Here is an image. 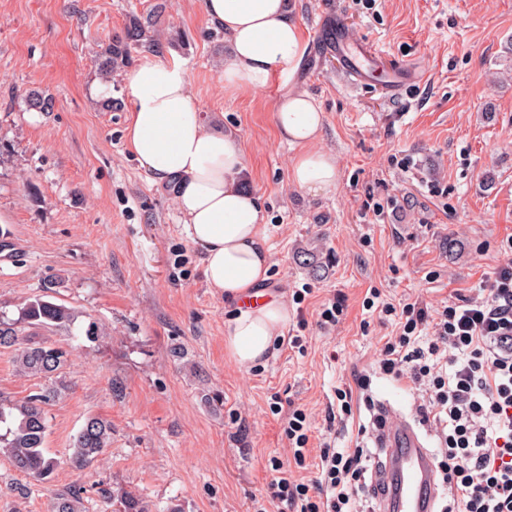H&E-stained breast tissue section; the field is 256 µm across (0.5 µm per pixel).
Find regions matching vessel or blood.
<instances>
[{
	"label": "vessel or blood",
	"instance_id": "1",
	"mask_svg": "<svg viewBox=\"0 0 512 512\" xmlns=\"http://www.w3.org/2000/svg\"><path fill=\"white\" fill-rule=\"evenodd\" d=\"M320 36L325 54L336 57L340 69L352 82L364 80L372 67L384 62V55L373 44L357 39L334 12L321 17ZM385 90L398 96L415 79L410 65L403 61L389 64ZM384 459L376 480L385 485L381 512H433L437 494L434 456L425 447L413 426L396 420L380 432Z\"/></svg>",
	"mask_w": 512,
	"mask_h": 512
}]
</instances>
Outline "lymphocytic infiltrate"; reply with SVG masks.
<instances>
[{"label": "lymphocytic infiltrate", "mask_w": 512, "mask_h": 512, "mask_svg": "<svg viewBox=\"0 0 512 512\" xmlns=\"http://www.w3.org/2000/svg\"><path fill=\"white\" fill-rule=\"evenodd\" d=\"M379 314L397 316L398 335L379 350L372 374L411 382L417 414L440 438L436 468L451 496L441 512H512V258L502 263L488 287L475 296L436 308L416 300L395 306L367 299ZM429 338H421V331ZM372 374H358L354 388L337 389L333 423L353 414V397L372 413L358 437L376 439L385 417L369 394ZM304 409L288 412L287 459L271 458L267 494L278 512H359L377 498L368 473L376 455L363 445L323 444L310 454ZM315 456L317 475L297 479Z\"/></svg>", "instance_id": "f902f5d3"}]
</instances>
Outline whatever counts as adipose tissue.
I'll list each match as a JSON object with an SVG mask.
<instances>
[{"mask_svg":"<svg viewBox=\"0 0 512 512\" xmlns=\"http://www.w3.org/2000/svg\"><path fill=\"white\" fill-rule=\"evenodd\" d=\"M203 16L229 45L224 88L264 90L278 74H295L307 52L289 0H203ZM129 105L127 142L150 181L173 189L184 229L201 256L208 287L234 303L224 346L249 367L272 356L288 321V305L260 300L270 252L257 196L243 183L245 159L236 137L209 128L183 64L150 50L123 74ZM274 125L280 141L298 149L290 182L318 195L336 188L340 171L316 144L324 114L305 90L289 89L278 102Z\"/></svg>","mask_w":512,"mask_h":512,"instance_id":"obj_1","label":"adipose tissue"}]
</instances>
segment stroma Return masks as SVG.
<instances>
[{"instance_id": "1", "label": "stroma", "mask_w": 512, "mask_h": 512, "mask_svg": "<svg viewBox=\"0 0 512 512\" xmlns=\"http://www.w3.org/2000/svg\"><path fill=\"white\" fill-rule=\"evenodd\" d=\"M308 41L296 75L260 93H229L228 45L202 0H0V316L18 319L37 296L71 309L63 327L32 339L71 350L68 387L47 408L51 481L15 470L0 453V512H51L58 493L87 489L89 512H117L132 494L149 512H247L264 495L268 461L288 441L273 402L308 410L310 448L355 444L367 410L330 427L337 388L369 368L395 325L363 305L371 290L396 304L473 295L512 251V0H294ZM162 4L165 49L183 63L212 128L243 148L246 186L260 198L271 265L266 287L289 306L267 361L238 367L224 347L231 310L208 288L173 194L153 184L125 139L120 75H103L100 49L130 12ZM336 9L387 57L414 64L420 86L387 97L379 73L354 84L319 54L320 17ZM325 114L317 147L335 155L336 189L292 186L295 148L278 140L274 110L291 87ZM40 90L53 109H27ZM445 189V198L429 188ZM387 204L376 220L372 203ZM309 289L304 302L298 291ZM338 296L346 315L321 328L316 309ZM19 375L0 349V399L13 405L48 386ZM375 401L417 423L410 383L373 378ZM112 423V444L74 469L72 440L87 417Z\"/></svg>"}]
</instances>
